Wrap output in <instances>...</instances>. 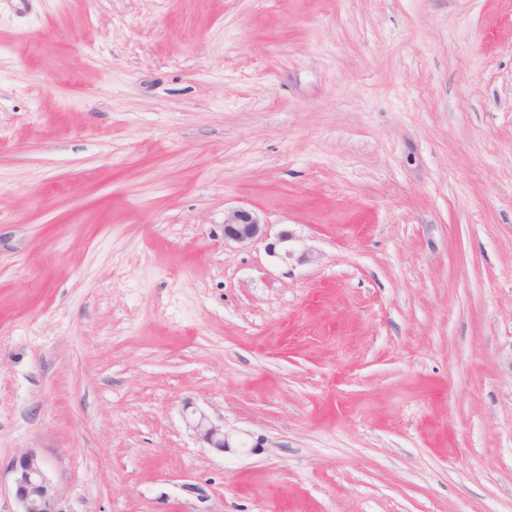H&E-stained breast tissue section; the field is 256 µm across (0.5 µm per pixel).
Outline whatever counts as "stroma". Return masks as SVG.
I'll list each match as a JSON object with an SVG mask.
<instances>
[{
    "label": "stroma",
    "mask_w": 512,
    "mask_h": 512,
    "mask_svg": "<svg viewBox=\"0 0 512 512\" xmlns=\"http://www.w3.org/2000/svg\"><path fill=\"white\" fill-rule=\"evenodd\" d=\"M29 450L73 512H512V0H0V512ZM264 227L254 211L244 207L230 209L224 213V242L228 245L253 242L267 235ZM184 418L187 428L199 441L207 445L206 448L224 451L227 444L223 423L215 422L204 412L197 410L185 414Z\"/></svg>",
    "instance_id": "1"
}]
</instances>
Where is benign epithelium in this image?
<instances>
[{"mask_svg":"<svg viewBox=\"0 0 512 512\" xmlns=\"http://www.w3.org/2000/svg\"><path fill=\"white\" fill-rule=\"evenodd\" d=\"M223 232L226 245H243L266 235L259 216L244 207L224 213ZM288 242V232L279 233L276 241L267 245L269 253H281L286 258L296 254L301 262L311 259L308 250L303 248L295 252L288 248ZM184 418L187 428L207 447L218 451L226 448L223 424L197 410L184 415ZM9 473L18 512H72L50 475L49 462L36 452L30 450L15 457L9 466Z\"/></svg>","mask_w":512,"mask_h":512,"instance_id":"benign-epithelium-1","label":"benign epithelium"}]
</instances>
